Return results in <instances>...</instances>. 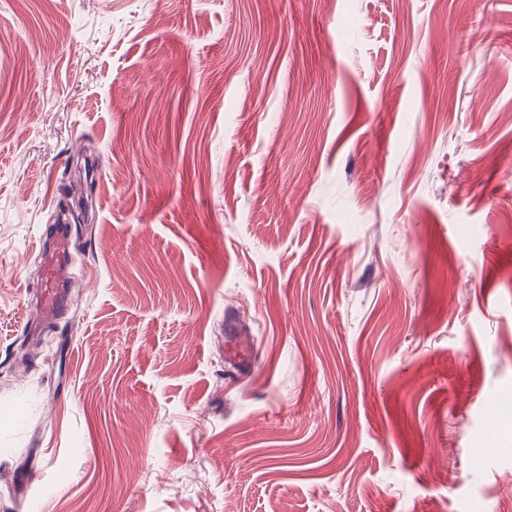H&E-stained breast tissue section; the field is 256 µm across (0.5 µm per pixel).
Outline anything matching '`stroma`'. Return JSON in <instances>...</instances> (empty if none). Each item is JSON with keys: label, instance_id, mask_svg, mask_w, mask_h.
Listing matches in <instances>:
<instances>
[{"label": "stroma", "instance_id": "1", "mask_svg": "<svg viewBox=\"0 0 512 512\" xmlns=\"http://www.w3.org/2000/svg\"><path fill=\"white\" fill-rule=\"evenodd\" d=\"M327 1L0 0V512H512V0ZM73 239L61 227L43 236L40 252L43 255L44 289L36 307L38 319L31 321L34 327L54 320L62 311L69 280V268Z\"/></svg>", "mask_w": 512, "mask_h": 512}]
</instances>
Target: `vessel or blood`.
<instances>
[{
    "label": "vessel or blood",
    "mask_w": 512,
    "mask_h": 512,
    "mask_svg": "<svg viewBox=\"0 0 512 512\" xmlns=\"http://www.w3.org/2000/svg\"><path fill=\"white\" fill-rule=\"evenodd\" d=\"M72 249L73 240L63 228H56L42 238L40 252L43 256L44 289L37 306L39 323L54 320L63 309L69 286L67 270Z\"/></svg>",
    "instance_id": "vessel-or-blood-1"
}]
</instances>
